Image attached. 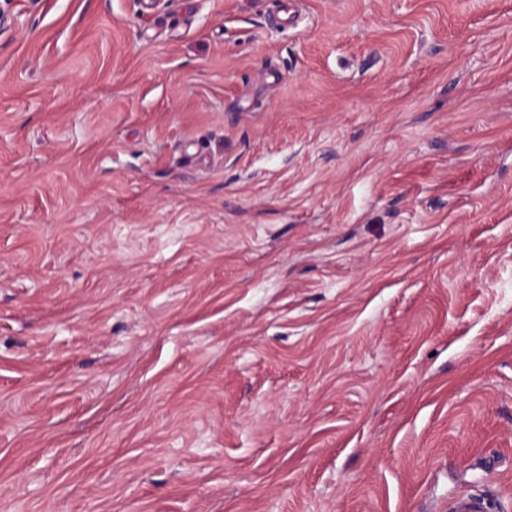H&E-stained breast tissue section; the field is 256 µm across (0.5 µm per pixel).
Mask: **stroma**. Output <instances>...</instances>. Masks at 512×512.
Returning <instances> with one entry per match:
<instances>
[{
	"instance_id": "1",
	"label": "stroma",
	"mask_w": 512,
	"mask_h": 512,
	"mask_svg": "<svg viewBox=\"0 0 512 512\" xmlns=\"http://www.w3.org/2000/svg\"><path fill=\"white\" fill-rule=\"evenodd\" d=\"M0 8V512H512V0ZM492 497L483 493H468L455 498L448 505V512H490Z\"/></svg>"
}]
</instances>
